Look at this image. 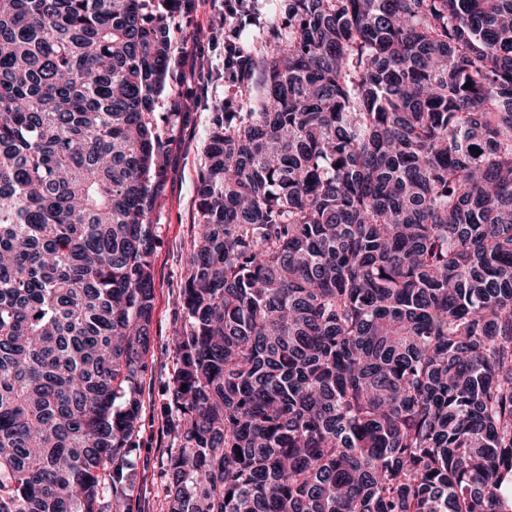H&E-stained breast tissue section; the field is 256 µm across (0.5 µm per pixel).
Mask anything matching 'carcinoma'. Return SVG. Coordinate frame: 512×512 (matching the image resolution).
Returning a JSON list of instances; mask_svg holds the SVG:
<instances>
[{
    "label": "carcinoma",
    "instance_id": "carcinoma-1",
    "mask_svg": "<svg viewBox=\"0 0 512 512\" xmlns=\"http://www.w3.org/2000/svg\"><path fill=\"white\" fill-rule=\"evenodd\" d=\"M171 0H0V512H112ZM213 113L168 512H512V0H288Z\"/></svg>",
    "mask_w": 512,
    "mask_h": 512
}]
</instances>
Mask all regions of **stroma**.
<instances>
[{
    "instance_id": "35a3bbf8",
    "label": "stroma",
    "mask_w": 512,
    "mask_h": 512,
    "mask_svg": "<svg viewBox=\"0 0 512 512\" xmlns=\"http://www.w3.org/2000/svg\"><path fill=\"white\" fill-rule=\"evenodd\" d=\"M286 0H260L251 11L245 39L252 54L263 48L265 31L284 25ZM222 17L202 0L197 17L189 27L179 28L177 40L207 44L200 65L208 75L204 88L192 90L179 83L168 85L156 104L155 115L170 144L167 181L152 221L158 239L154 254L155 308L149 328V351L141 375V426L136 449L129 460L137 467L119 493L121 512H167L163 465L177 448L172 418L164 411V390L176 369L173 341L182 322L181 288L187 276L191 242L197 230L196 188L204 166V146L211 112L216 103L237 92L225 78L224 45L211 43L213 30Z\"/></svg>"
}]
</instances>
